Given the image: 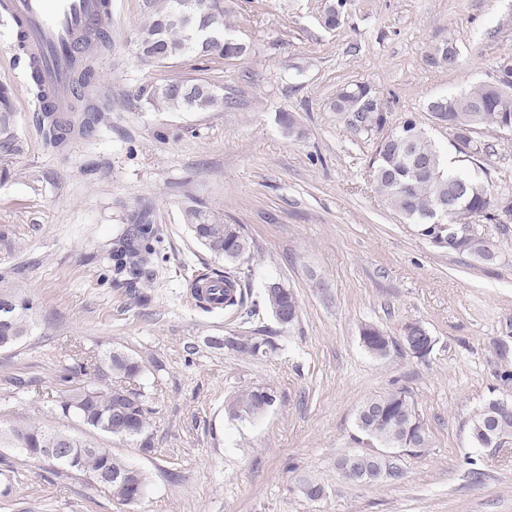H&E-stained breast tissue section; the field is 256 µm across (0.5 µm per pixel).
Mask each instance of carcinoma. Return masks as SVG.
Here are the masks:
<instances>
[{
  "label": "carcinoma",
  "instance_id": "carcinoma-1",
  "mask_svg": "<svg viewBox=\"0 0 512 512\" xmlns=\"http://www.w3.org/2000/svg\"><path fill=\"white\" fill-rule=\"evenodd\" d=\"M175 0H146V17L137 33L140 55L148 62H168L196 56L201 59H228L239 57L245 51L240 43L228 35L225 21L224 0H206L205 16L196 20L206 29V41L197 43L191 27L179 22L173 15ZM111 47V36L104 18H99L92 36L79 49V61L72 73L69 92L74 101L83 104V115L69 119L54 111L48 104L51 96L61 90L45 88L36 70H29L31 93L38 104L39 129L45 147L59 150L75 136L91 139L96 125L102 120L101 111L85 102V89L97 81L94 60ZM455 44L448 41L436 47L428 55L432 65H444L453 70L457 67ZM512 92V70L500 72L499 87L489 89L479 82L457 94L431 99L427 111L435 119L449 117L459 127L473 125L480 119L484 125L496 126L502 121H512V111H504L502 90ZM376 91L366 84H355L336 92L330 103L332 111L347 121L356 132L380 130L387 124L385 113L376 109ZM139 98L156 111L161 112H212L224 107V95L207 80L186 81L170 79L162 84L139 91ZM24 150V142L16 132V110L13 92L7 85H0V159H10ZM414 153L428 160V169L418 172L408 163ZM369 168L376 190L387 204L403 218L420 227L421 235L432 238L436 234L437 216L442 223L459 224L468 214L475 213L490 224L500 223L502 214L512 215V192L502 188L493 197L485 190V179L455 170L448 166L427 131L414 119L399 124V131L378 147L369 161ZM131 224L126 232L113 243L108 253V271L112 281L128 288L153 280L159 251V228L153 223L151 209L142 207L132 213ZM183 221L193 236L215 257L224 260V269H205L194 275L191 288L195 296L205 302L210 297L221 298L224 309L251 317L256 304L242 281L241 267L250 259V244L239 225L226 224L224 220L197 201L183 209ZM463 255L490 261L496 257V244L481 234L470 236L461 251ZM267 308H293L294 294L277 283L271 292L263 295ZM33 304L17 292L0 291V349H9L29 334V318ZM364 335L372 338L373 347L384 351L396 344L381 330L368 327ZM271 348L268 339L257 340L236 336L224 348L236 353L255 357L263 348ZM142 366L133 356L122 352H108L94 362L74 360L63 368L57 382L66 387L59 408L64 415L76 417L87 428L99 430L111 436L133 440L137 434L129 432L116 422L117 400L112 396L113 385L103 388L95 381L113 375L128 381L136 379ZM126 400L127 412L133 426L147 428L149 407L144 393L129 388ZM264 397L261 389L252 388L230 397L224 411L232 419L255 416V408ZM493 405L485 403L469 424L472 442L482 448H503L512 441V415L500 421L493 436H488L486 420ZM356 426L370 439L376 448L391 446L404 448L407 440L414 447H429V433L420 420L408 395L404 391H392L371 398L360 407ZM54 446L63 450L58 464L89 474L97 480L101 473L124 476L121 484L108 488L119 502L138 503L146 493L150 482L146 471L117 457L107 448H95L83 440L35 421H25L6 429L0 428V448H21L32 458H39L44 449ZM386 460L371 459L360 471L346 475L353 482H375Z\"/></svg>",
  "mask_w": 512,
  "mask_h": 512
}]
</instances>
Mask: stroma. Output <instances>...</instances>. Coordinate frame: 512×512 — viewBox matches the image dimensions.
<instances>
[{
    "label": "stroma",
    "mask_w": 512,
    "mask_h": 512,
    "mask_svg": "<svg viewBox=\"0 0 512 512\" xmlns=\"http://www.w3.org/2000/svg\"><path fill=\"white\" fill-rule=\"evenodd\" d=\"M224 0L246 52L208 62L143 60L135 36L143 0H112V46L87 91L104 118L91 141L44 148L27 92V67L0 24V84L13 87L22 154L0 162V283L34 304L20 344L0 350V427L32 420L109 449L152 479L125 505L88 474L0 448L17 472L0 512H512V445L476 447L474 412L512 393V232L478 224L497 256L484 261L437 246L375 192L369 160L379 132L355 133L329 103L337 89L372 86L387 124L411 117L454 168L481 164L512 187V144L492 125L485 153L466 156L427 110L512 58V0ZM455 70L426 57L445 40ZM172 78L215 82L218 112H156L141 87ZM290 113L299 130L280 121ZM166 139H158V129ZM198 199L252 244L243 276L253 300L278 282L297 299L281 326L267 310L251 322L191 295L194 270L217 259L184 224ZM150 206L160 229L156 277L139 294L113 287L107 255L130 214ZM417 322L435 340L423 358L399 338ZM372 326L398 344L376 358L360 343ZM257 336L275 352L251 358L210 345ZM110 351L142 366L132 388L151 413L144 437L86 428L59 409L56 383L75 357ZM274 391L262 416L231 419L226 399ZM404 390L430 434L419 456L399 455L400 479L353 483L337 467L356 449V414L368 399ZM324 494L309 498L305 481Z\"/></svg>",
    "instance_id": "1"
}]
</instances>
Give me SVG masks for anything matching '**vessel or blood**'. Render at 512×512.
Instances as JSON below:
<instances>
[{"label":"vessel or blood","mask_w":512,"mask_h":512,"mask_svg":"<svg viewBox=\"0 0 512 512\" xmlns=\"http://www.w3.org/2000/svg\"><path fill=\"white\" fill-rule=\"evenodd\" d=\"M13 17L26 32V58L49 88L69 84L77 40L94 27L102 0H11Z\"/></svg>","instance_id":"vessel-or-blood-1"}]
</instances>
